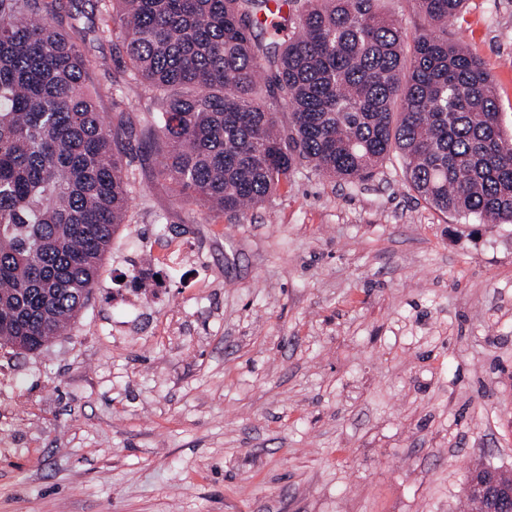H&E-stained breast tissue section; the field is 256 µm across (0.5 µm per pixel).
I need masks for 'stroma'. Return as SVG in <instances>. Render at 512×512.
<instances>
[{"label":"stroma","instance_id":"stroma-1","mask_svg":"<svg viewBox=\"0 0 512 512\" xmlns=\"http://www.w3.org/2000/svg\"><path fill=\"white\" fill-rule=\"evenodd\" d=\"M512 127V0L448 23ZM139 184L66 334L0 348V512H464L512 470V226L398 159L298 166L246 216Z\"/></svg>","mask_w":512,"mask_h":512}]
</instances>
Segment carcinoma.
<instances>
[{"instance_id":"carcinoma-1","label":"carcinoma","mask_w":512,"mask_h":512,"mask_svg":"<svg viewBox=\"0 0 512 512\" xmlns=\"http://www.w3.org/2000/svg\"><path fill=\"white\" fill-rule=\"evenodd\" d=\"M0 0V346L36 352L89 300L137 178L219 216L259 206L299 165L350 183L392 155L436 210L512 224V135L483 61L448 42L465 0H410L431 29L407 46L378 0ZM117 39L108 93L153 96L139 128L107 117L86 36ZM272 70L260 80L261 69ZM288 110L283 125L270 101Z\"/></svg>"}]
</instances>
